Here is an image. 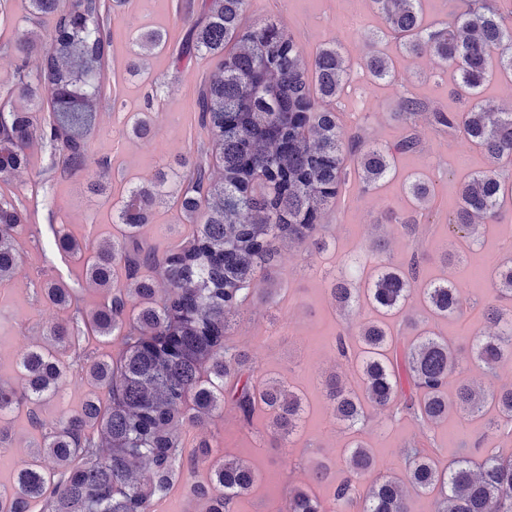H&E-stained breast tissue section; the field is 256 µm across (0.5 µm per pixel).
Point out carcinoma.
<instances>
[{
  "label": "carcinoma",
  "instance_id": "cac0c4a2",
  "mask_svg": "<svg viewBox=\"0 0 512 512\" xmlns=\"http://www.w3.org/2000/svg\"><path fill=\"white\" fill-rule=\"evenodd\" d=\"M246 2L207 0L202 20L192 26L180 52L220 57V73L203 85L198 98L220 177H210L198 163L129 188L113 214V223L124 226L123 240H105L89 254L65 229L54 231L58 252L78 258L86 279L105 298L95 309L55 323L47 343L19 357L23 392L0 379V439L5 423L21 410L41 435L37 454L16 469L10 491H0V512H31L36 501L43 502L42 512H156L182 472L200 465L206 477L189 489L191 499L205 502L200 512H235L238 499L257 484L256 469L213 454L205 439L186 448L183 427L206 425L226 403L249 428L255 414L266 411L270 434L286 455L304 423L302 397L281 378L255 376L248 352L227 344L226 336L254 280L270 272L282 246L325 250L318 220L345 179V150H359L358 174L368 189L390 174L396 156L415 151L418 142L405 136L365 145L346 135L326 104L350 78L348 58L328 45L317 53L313 70L303 68L291 36L273 28L242 29ZM371 2L407 52L434 55L453 67L458 95L476 100L461 112L432 113L434 124L462 129L491 162L464 183L455 210L453 224L469 239L494 222L501 203L512 197V181L499 167L512 157V112L480 98L489 79L512 76V22L488 0H466L454 25L442 29L426 25L423 0ZM110 9L105 0H29L30 17L57 15L55 35L44 45L32 30H18L15 48L22 63L15 79L28 90L34 81L44 85L50 113L40 124L31 112H0V175L26 166L28 150L44 140L59 147L67 168L87 169L85 137L98 112ZM229 43L233 47L226 53ZM136 44L140 57L159 50L165 38L159 30H147ZM34 52L42 54V66L33 77L27 58ZM365 65L377 79L393 77L391 59L378 51ZM408 190L417 217L401 229L414 247L404 262L394 264L386 244L376 242L377 271L366 287L353 279L332 282L329 294L341 311L350 312L364 296L386 313L400 312L417 296L439 317L460 312L462 293L452 281L421 278L426 255L418 243L419 224L434 196L419 178ZM173 194L195 224L192 236L160 253L140 250L139 229ZM24 226L23 212L0 196V283L17 274ZM121 262L122 282L116 274ZM145 270L160 275L165 287H156ZM491 281L512 301V265L495 266ZM42 293L55 306L77 305L73 289L63 282L46 281ZM481 316L496 331L473 344L472 354L491 372L512 360V307L487 304ZM87 332L120 337L118 352L85 358L80 382L96 391L80 408L53 420L41 418V405L60 398L67 385L61 355L79 350ZM355 336L358 352L342 335L335 344L340 357L355 363L363 393L347 388L336 373L325 380L335 422L352 429L370 406L424 430L452 415L484 417L491 403L496 415L488 419L489 428L512 431V385L491 393L475 387L447 339L423 331L403 342L378 322L358 325ZM436 452L432 443L406 449L401 473L376 479L363 494L360 479L374 461L361 440L346 448L338 477L323 461L314 462L310 472L329 488L331 512H408L410 488L438 493L437 512H512L511 458L488 449L476 467L462 458L440 471L433 461ZM42 454L52 459V471L42 468ZM285 512L326 508L317 495L298 488Z\"/></svg>",
  "mask_w": 512,
  "mask_h": 512
}]
</instances>
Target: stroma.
I'll return each instance as SVG.
<instances>
[{
    "instance_id": "35a3bbf8",
    "label": "stroma",
    "mask_w": 512,
    "mask_h": 512,
    "mask_svg": "<svg viewBox=\"0 0 512 512\" xmlns=\"http://www.w3.org/2000/svg\"><path fill=\"white\" fill-rule=\"evenodd\" d=\"M205 0H128L109 22L112 46L102 68V97L94 128L87 137V163L103 167L101 193H91L84 174L65 168L53 159L50 146H36L29 163L11 175L0 176V195L12 198L24 212L26 227L20 235L23 264L16 276L0 284V378L14 386L22 381L16 372L18 357L31 345L44 341L53 323L69 320L72 310L48 304L41 293L44 280H59L72 286L81 308L97 307L102 293L87 282L79 263L55 248L53 231L64 228L95 247L117 235L112 215L126 189L145 184L160 171L179 170L181 163H194L201 150L212 147L211 134L197 104L204 82L218 75V62L193 54L177 60L192 24L203 14ZM7 14H0V104L33 111V100L14 81L20 63L14 41L24 26L25 0H9ZM276 25L291 34L302 50L305 65H313L317 51L333 44L349 59L348 84L331 106L339 126L360 134L369 145L383 144L410 134L419 146L415 153L398 157L395 168L377 189L364 190L356 172V157L345 161L348 175L336 201L320 217L327 248L314 253L301 247L282 248L269 280H255L254 288L273 282L280 293L275 301L253 298L239 310L228 344L247 349L262 376L284 378L305 396L306 419L294 439V451L283 455L275 448L257 415L252 427L241 425L235 411L227 409L206 428H189L185 443L194 446L208 439L216 454L251 463L262 474L253 491L240 498L236 512H282L294 489L313 487L309 460L339 461L350 440L348 432L332 423L322 397L325 377L344 371L346 382L357 386L353 367H339L334 342L337 334L361 322L377 318L366 302L350 314L332 304L328 288L338 278L367 279L375 266L372 245L377 238L391 242L393 261H403L410 243L399 225L413 214L406 194L409 177L426 179L435 191L429 215L425 248L429 261L425 275L431 280L448 279L461 290L465 304L459 317L437 320L426 314L419 300H411L407 312L422 326L447 337L469 379L488 383L486 368L471 354L472 344L487 333L479 307L495 302L497 293L489 277L491 268L511 258L503 245L512 239V201L499 212L479 245L463 250L461 257H446L443 245L451 235L448 222L456 208L462 183L470 174L485 170L488 159L461 131L436 127L431 111L459 112L465 107L455 93L451 67L430 56L406 54L392 38L370 0H247L242 26L252 29ZM157 29L166 37L165 48L144 60L138 74L127 65L136 52L135 39L143 31ZM391 57L395 77L374 78L364 65L370 52ZM427 102L426 112L405 117L399 109L403 97ZM149 113L152 131L148 137L129 133L134 113ZM194 231L176 203L159 208L150 224L137 237L142 248L176 246ZM0 441V487L10 488L15 468L30 458L39 435L25 414H18ZM481 419L449 418L447 424L422 432L413 423L393 420L386 413L368 410L359 439L371 446L375 468L362 486L374 478L398 470L407 448L434 439L439 448V467L461 457L462 442L481 441L503 458H512V435H485Z\"/></svg>"
}]
</instances>
